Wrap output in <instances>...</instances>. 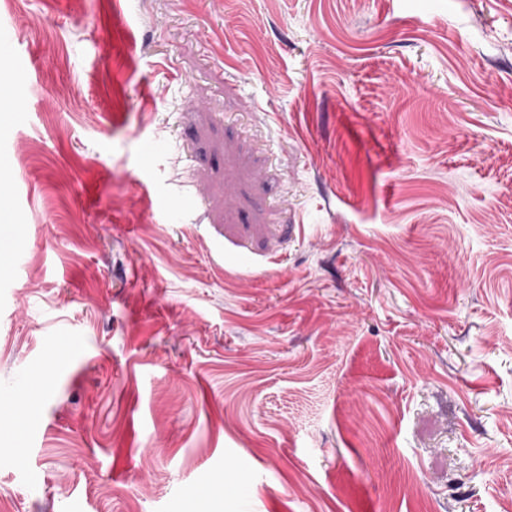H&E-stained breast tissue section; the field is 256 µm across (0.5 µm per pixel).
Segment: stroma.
<instances>
[{"label":"stroma","instance_id":"35a3bbf8","mask_svg":"<svg viewBox=\"0 0 512 512\" xmlns=\"http://www.w3.org/2000/svg\"><path fill=\"white\" fill-rule=\"evenodd\" d=\"M0 84V512H504L512 0H0Z\"/></svg>","mask_w":512,"mask_h":512}]
</instances>
